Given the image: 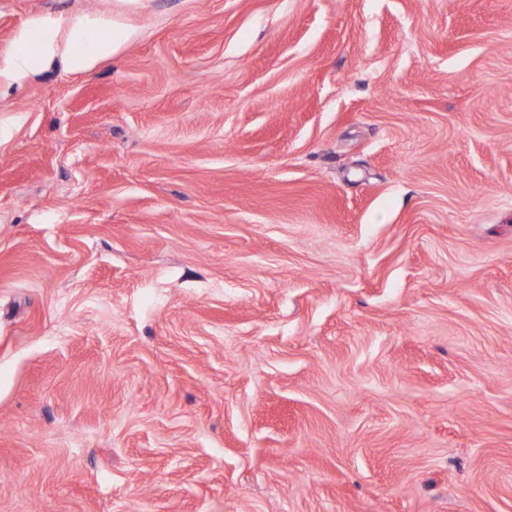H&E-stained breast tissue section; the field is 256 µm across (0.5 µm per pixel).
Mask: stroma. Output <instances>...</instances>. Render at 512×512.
<instances>
[{"instance_id":"35a3bbf8","label":"stroma","mask_w":512,"mask_h":512,"mask_svg":"<svg viewBox=\"0 0 512 512\" xmlns=\"http://www.w3.org/2000/svg\"><path fill=\"white\" fill-rule=\"evenodd\" d=\"M136 31L0 88V512H512V0H0Z\"/></svg>"}]
</instances>
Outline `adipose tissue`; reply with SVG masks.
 Listing matches in <instances>:
<instances>
[{
  "instance_id": "1",
  "label": "adipose tissue",
  "mask_w": 512,
  "mask_h": 512,
  "mask_svg": "<svg viewBox=\"0 0 512 512\" xmlns=\"http://www.w3.org/2000/svg\"><path fill=\"white\" fill-rule=\"evenodd\" d=\"M131 38V31L108 14L86 13L66 20L36 17L17 32L12 49L0 62V80L19 85L55 62L70 73L85 74Z\"/></svg>"
}]
</instances>
